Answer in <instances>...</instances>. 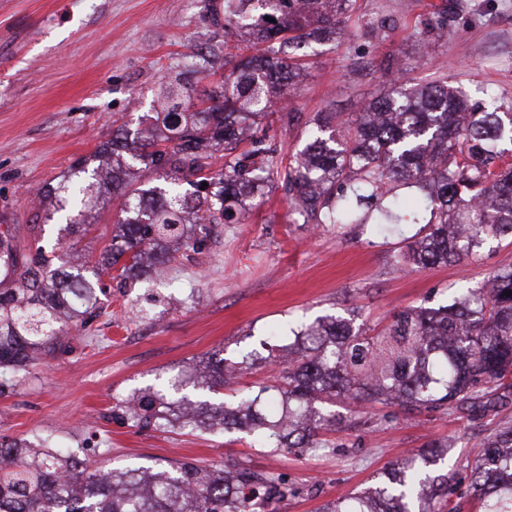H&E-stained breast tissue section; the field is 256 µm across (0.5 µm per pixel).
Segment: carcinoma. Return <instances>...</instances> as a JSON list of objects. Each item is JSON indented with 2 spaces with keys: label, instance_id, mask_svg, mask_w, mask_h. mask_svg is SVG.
Returning <instances> with one entry per match:
<instances>
[{
  "label": "carcinoma",
  "instance_id": "cac0c4a2",
  "mask_svg": "<svg viewBox=\"0 0 512 512\" xmlns=\"http://www.w3.org/2000/svg\"><path fill=\"white\" fill-rule=\"evenodd\" d=\"M356 0H205L208 42L191 67L172 63V76L148 89L158 110L150 123L112 138L71 165L46 190L53 209L42 224L63 225L58 248L21 246L16 227L0 224V393L39 356L65 345L62 326L87 322L98 309L101 268L123 280L153 283L144 257L166 239L196 252L216 224H242L282 186L293 223L421 225L399 248L400 270L460 263L490 238L512 236V104L489 108L446 81L413 84L392 75L390 91L368 103L351 125L317 112L304 126V145L283 165L261 126H292L288 98L298 88L313 46L342 40ZM275 22L268 21V18ZM448 21L419 33L427 51L448 36ZM241 42L255 54L236 62L207 98L188 74L204 75L234 57ZM224 165L217 166L218 158ZM158 175L160 184L136 174ZM119 202L113 238L98 264L71 262V235L91 224L102 190ZM512 266L478 288H460L446 304L392 316L368 336L354 319L326 315L300 325L288 366L276 385L237 401L190 398L214 394L260 359L212 355L203 368L133 391L136 427L208 428L240 432L271 448H329L322 433L345 427L366 405L402 413L460 407L495 408L512 392ZM286 395L269 419L270 390ZM448 443L433 442L391 465L367 495L324 504L320 512H454L453 474H436ZM475 512H512V427L481 440L470 470ZM297 494L283 475L246 468L169 467L103 470L25 439L0 436V512H274Z\"/></svg>",
  "mask_w": 512,
  "mask_h": 512
}]
</instances>
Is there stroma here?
Returning <instances> with one entry per match:
<instances>
[{
	"instance_id": "obj_1",
	"label": "stroma",
	"mask_w": 512,
	"mask_h": 512,
	"mask_svg": "<svg viewBox=\"0 0 512 512\" xmlns=\"http://www.w3.org/2000/svg\"><path fill=\"white\" fill-rule=\"evenodd\" d=\"M445 0H356L352 35L319 47L289 104L302 119L331 110L354 117L390 86L397 65L416 83L439 79L476 98L512 103V0H458L453 32L423 52L418 31L434 25ZM392 21L385 40L360 24ZM209 36L200 0H0V220L29 243L36 192L112 136L113 117L136 121L133 103L175 60H189ZM282 191L242 224H222L201 252H176L169 280L146 286L102 273L99 315L69 328L65 351L40 360L0 396V436L46 439L108 469L167 462L236 465L287 477L297 496L278 512H317L324 503L373 485L380 473L433 440L450 448L443 472L472 464L480 439L512 426V396L488 413L421 410L377 426L369 414L330 434L314 452L264 448L204 429H141L124 419L134 389L207 360L259 348L277 327L285 355L299 322L354 312L380 330L394 312L432 306L457 288L481 285L512 265V240L492 239L463 264L401 273L392 267L415 224L378 233L371 224H293ZM113 204L75 235L97 260L117 232Z\"/></svg>"
}]
</instances>
